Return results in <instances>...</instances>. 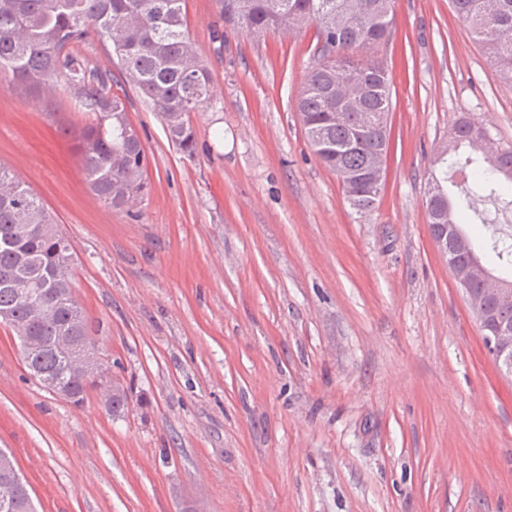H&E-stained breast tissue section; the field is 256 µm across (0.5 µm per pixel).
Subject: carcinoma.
Returning a JSON list of instances; mask_svg holds the SVG:
<instances>
[{"label":"carcinoma","instance_id":"obj_1","mask_svg":"<svg viewBox=\"0 0 512 512\" xmlns=\"http://www.w3.org/2000/svg\"><path fill=\"white\" fill-rule=\"evenodd\" d=\"M224 22L263 36L315 25L316 64L298 94L296 108L305 134L323 133L315 150L321 163L359 195L358 210L374 207L367 171L379 147L372 128L388 116L391 74L376 54L395 25L393 0H220ZM469 27L499 79L512 85V0H450ZM98 41L116 56L125 81L161 115L171 141L184 153L194 150L195 134L187 115L211 99V77L191 42L182 0H0V75L28 94L45 91L60 77L79 95L88 121L81 128L80 155L86 179L107 206L129 214L146 190V155L130 123L127 97L112 92V79L91 66L82 48ZM337 112L350 113L339 123ZM482 131L468 120L453 128V147L481 155L466 158L467 179L456 199L446 198L448 266L490 257L512 266V234L494 231L476 245L456 220L469 213L486 224L474 206L483 196L512 205V145L487 154L474 146ZM64 234L43 201L0 165V313L17 334L46 343L85 313L75 299L71 255ZM30 283L49 311L35 316L18 283ZM491 318L512 325V296L487 305ZM37 380L58 379L66 401L81 407L97 390L93 383L62 378L64 359L46 345L24 356ZM116 414L128 405L129 390L103 395ZM15 512H37L19 470Z\"/></svg>","mask_w":512,"mask_h":512}]
</instances>
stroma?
I'll use <instances>...</instances> for the list:
<instances>
[{"label": "stroma", "instance_id": "obj_1", "mask_svg": "<svg viewBox=\"0 0 512 512\" xmlns=\"http://www.w3.org/2000/svg\"><path fill=\"white\" fill-rule=\"evenodd\" d=\"M183 12L213 95L188 156L127 90L140 216L87 184L66 81L47 99L0 78V164L70 241L74 295L131 389L118 416L49 394L0 325V448L38 512H512V379L425 202L460 117L512 144V86L448 0H394L392 138L361 213L296 110L314 28L258 39L219 0Z\"/></svg>", "mask_w": 512, "mask_h": 512}]
</instances>
